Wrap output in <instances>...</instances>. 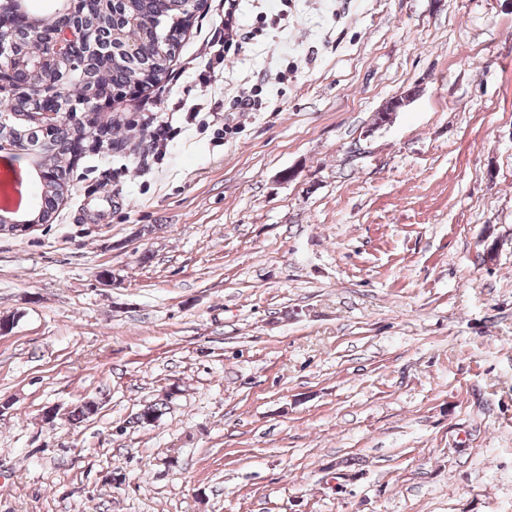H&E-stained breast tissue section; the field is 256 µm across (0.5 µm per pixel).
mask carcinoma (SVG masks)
Returning a JSON list of instances; mask_svg holds the SVG:
<instances>
[{"instance_id": "1", "label": "carcinoma", "mask_w": 512, "mask_h": 512, "mask_svg": "<svg viewBox=\"0 0 512 512\" xmlns=\"http://www.w3.org/2000/svg\"><path fill=\"white\" fill-rule=\"evenodd\" d=\"M191 6L187 0H116L112 20L92 17L87 26L101 41L112 38V65L102 70L89 66V76L108 88L123 92L127 89H146L159 83L168 73L169 64L181 36L191 22ZM12 37L16 39V52L24 55L37 53V43L20 28ZM72 125L64 124L46 138L41 132L27 128L23 138L42 147L41 155L62 162L67 138ZM166 403L153 400L142 406L129 423L141 428L156 423ZM97 414V406L87 401L70 411L69 420L81 423Z\"/></svg>"}]
</instances>
